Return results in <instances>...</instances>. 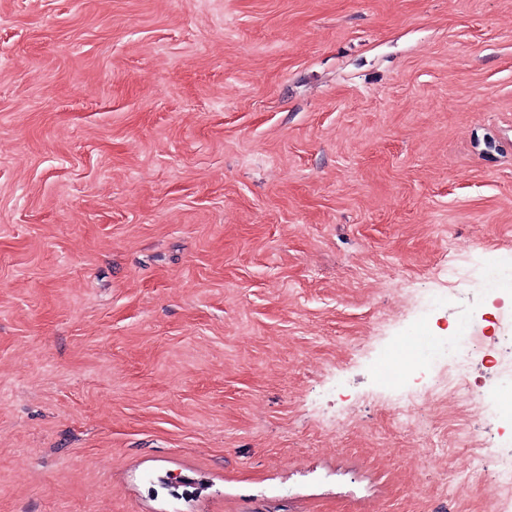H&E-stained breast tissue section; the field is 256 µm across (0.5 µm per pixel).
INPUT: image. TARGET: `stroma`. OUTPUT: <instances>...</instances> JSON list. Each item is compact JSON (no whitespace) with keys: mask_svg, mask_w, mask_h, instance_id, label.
I'll use <instances>...</instances> for the list:
<instances>
[{"mask_svg":"<svg viewBox=\"0 0 512 512\" xmlns=\"http://www.w3.org/2000/svg\"><path fill=\"white\" fill-rule=\"evenodd\" d=\"M500 336L512 0H0V512H498ZM452 347H456L457 356L454 358V362L458 368L456 378L462 383L466 382L467 374L464 370L469 367L470 355L472 352L471 347V336H468L467 330L463 327L457 330L456 336H450L448 339V353Z\"/></svg>","mask_w":512,"mask_h":512,"instance_id":"obj_1","label":"stroma"}]
</instances>
